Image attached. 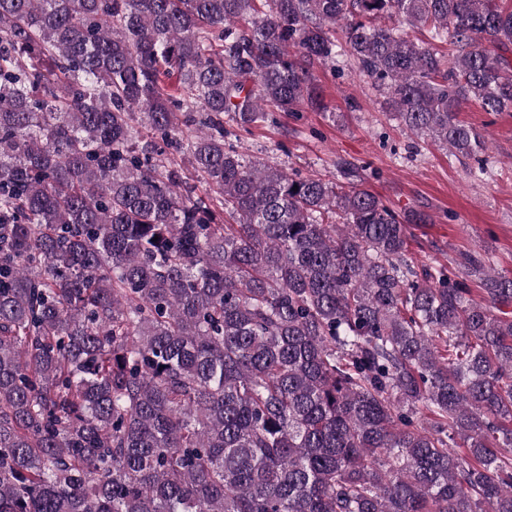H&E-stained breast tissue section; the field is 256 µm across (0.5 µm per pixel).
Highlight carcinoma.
<instances>
[{"label": "carcinoma", "instance_id": "1", "mask_svg": "<svg viewBox=\"0 0 512 512\" xmlns=\"http://www.w3.org/2000/svg\"><path fill=\"white\" fill-rule=\"evenodd\" d=\"M508 46L499 0H0V512H512V277L231 142L349 58L471 158Z\"/></svg>", "mask_w": 512, "mask_h": 512}]
</instances>
